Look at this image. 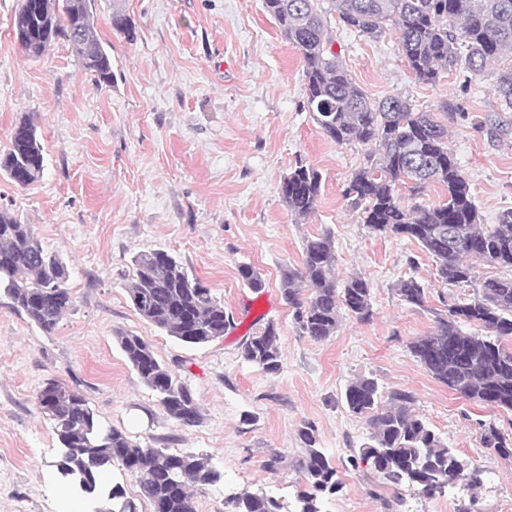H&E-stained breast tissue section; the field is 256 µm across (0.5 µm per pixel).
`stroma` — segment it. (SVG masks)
Returning a JSON list of instances; mask_svg holds the SVG:
<instances>
[{
    "label": "stroma",
    "instance_id": "1",
    "mask_svg": "<svg viewBox=\"0 0 512 512\" xmlns=\"http://www.w3.org/2000/svg\"><path fill=\"white\" fill-rule=\"evenodd\" d=\"M19 0H0V151L21 119L36 123L42 178L21 187L0 175V210L31 225L69 270L74 306L52 335L0 296V512H94L97 501L59 475L60 445L38 403L48 380L78 390L98 420L151 448L203 453L219 480L196 489V512H232L243 491L297 512L307 487L300 469L312 428L338 469L342 488L320 498L321 512H389L391 491L372 486L353 464L364 419L344 401L357 378L410 392L413 409L463 458L483 471L474 512H503L512 498V461L481 444L494 424L512 442V411L473 401L436 381L411 342L433 331L435 311L469 299L473 286H448L433 259L408 238L373 233L343 191L367 146L328 139L306 107L304 63L262 0H122L133 31L111 24L112 0H94L100 37L112 54V82L95 85L69 45L28 59L13 36ZM334 51L369 99L409 100L448 127V147L468 179L482 223L512 209V110L490 74L460 70L436 84L418 81L395 31L370 39L333 24ZM450 101L468 120L440 112ZM499 122L498 134L473 120ZM303 161L322 176L315 213L295 222L281 197L283 177ZM331 230L335 272L371 288L374 316L341 312L334 336L299 335L280 291V272L300 267L307 238ZM163 249L224 305L231 325L212 342L183 343L144 320L128 286L132 258ZM263 276L245 288L240 264ZM413 276L428 289L424 307L396 287ZM279 328L283 368L268 374L245 362L241 345L268 322ZM147 341L175 381L188 384L202 420L170 419L127 362L117 338Z\"/></svg>",
    "mask_w": 512,
    "mask_h": 512
}]
</instances>
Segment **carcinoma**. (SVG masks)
<instances>
[{
  "instance_id": "obj_1",
  "label": "carcinoma",
  "mask_w": 512,
  "mask_h": 512,
  "mask_svg": "<svg viewBox=\"0 0 512 512\" xmlns=\"http://www.w3.org/2000/svg\"><path fill=\"white\" fill-rule=\"evenodd\" d=\"M41 16L18 7L13 28L25 31L20 43L31 60L43 57L58 40L68 43L83 71L97 84H112V55L103 46L95 22L94 0H42ZM266 12L280 25L288 43L302 55L306 106L321 132L337 144L353 141L372 146L344 189L351 208L375 233L415 240L436 262V275L448 286L469 283L473 262L512 268V210L496 224H483L470 186L451 154L448 128L432 112H417L400 97L370 100L350 78L332 50L334 38L326 16L334 12L342 25L377 38L389 23L399 31L398 51L415 77L425 83L443 74L467 69L480 74L490 62L510 59L494 75L493 91L512 109V0H263ZM112 28L132 35L133 25L118 4ZM0 171L29 185L43 176L44 154L38 128L31 119L14 126L8 151L0 155ZM431 183L447 190L445 201L432 207L406 208L399 187L418 195ZM322 177L299 161L283 177L282 200L295 220L308 218L321 195ZM303 264L286 267L280 288L293 309L297 331L315 341L336 333L340 312L361 322L372 316L368 281L353 275L336 281L332 232L305 241ZM135 278L128 287L136 312L169 336L192 345L224 336L230 326L224 305L173 255L163 249L142 251L132 258ZM244 286L265 288L250 264L238 268ZM67 264L35 239L31 226L0 211V295L12 310L51 335L73 308L66 287ZM400 300L421 308L427 301L424 283L410 276L396 288ZM483 328L481 333L463 326ZM277 324L242 344L244 361L267 374L282 368ZM120 348L140 379L153 390L169 418L183 425L201 420V408L188 385L173 380L152 347L140 336L121 335ZM512 277H488L474 297L448 305L435 315L432 332L410 345L415 358L432 377L461 396L512 411ZM345 402L366 420L369 436L359 459L371 464L374 485L404 487L433 498L449 487L469 495L458 512H471L483 470L448 447L422 418L413 414L414 397L402 390L383 395L378 382L361 377L351 382ZM43 412L53 421L62 448L56 467L89 495L99 494L102 472L118 463L134 473L140 497L153 512H195L191 488L219 479L203 455L143 448L124 431L102 426L85 397L73 388L50 381L39 394ZM306 445L301 469L309 490L299 496L300 512H320L319 497L341 488L338 470L317 447L313 430L301 431ZM482 444L502 459L512 448L493 424L483 428ZM234 512H281L283 506L264 494L243 492L233 497ZM112 512H136L119 484L105 499Z\"/></svg>"
}]
</instances>
